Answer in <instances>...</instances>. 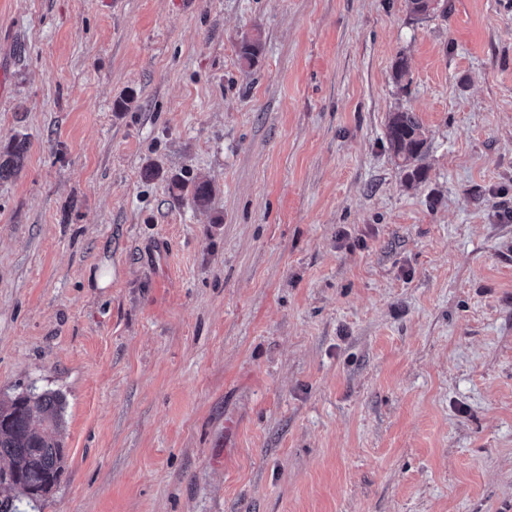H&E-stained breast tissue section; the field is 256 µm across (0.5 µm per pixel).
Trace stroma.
I'll use <instances>...</instances> for the list:
<instances>
[{
  "label": "stroma",
  "instance_id": "obj_1",
  "mask_svg": "<svg viewBox=\"0 0 512 512\" xmlns=\"http://www.w3.org/2000/svg\"><path fill=\"white\" fill-rule=\"evenodd\" d=\"M0 79V399L65 401L20 512H512V0H0ZM386 138L394 156L401 161L409 182L419 181L423 170L418 164L426 150L423 125L413 112H394L387 124ZM27 143L24 140L15 141L0 154V180L15 176L24 160Z\"/></svg>",
  "mask_w": 512,
  "mask_h": 512
}]
</instances>
